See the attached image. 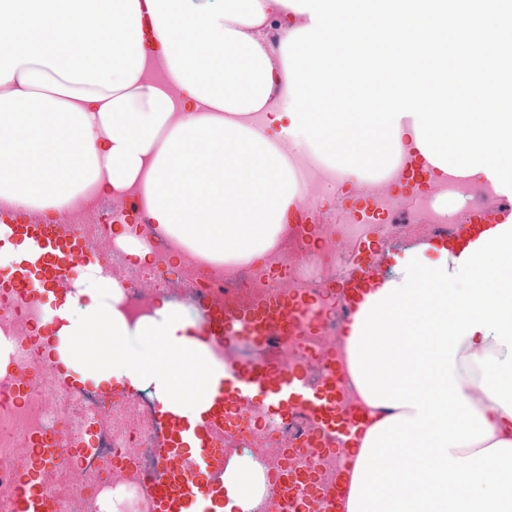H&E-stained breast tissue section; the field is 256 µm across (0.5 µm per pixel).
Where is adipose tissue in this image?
<instances>
[{
	"mask_svg": "<svg viewBox=\"0 0 512 512\" xmlns=\"http://www.w3.org/2000/svg\"><path fill=\"white\" fill-rule=\"evenodd\" d=\"M310 24L281 0H0V286L25 288L29 333L67 380L151 390L184 426L207 414L225 370L195 315L158 296L128 322L98 259L46 285L42 244L14 226L131 199L172 265L267 269L301 221L312 149L286 132L281 46ZM106 236L154 264L141 225ZM387 264L340 338L355 414L339 512H512V215ZM397 450L409 465L380 468ZM262 482L230 465L225 512H250Z\"/></svg>",
	"mask_w": 512,
	"mask_h": 512,
	"instance_id": "ef3b65f1",
	"label": "adipose tissue"
}]
</instances>
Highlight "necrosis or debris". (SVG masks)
Returning <instances> with one entry per match:
<instances>
[{
	"mask_svg": "<svg viewBox=\"0 0 512 512\" xmlns=\"http://www.w3.org/2000/svg\"><path fill=\"white\" fill-rule=\"evenodd\" d=\"M440 188L447 195L465 197L473 214L490 203L504 211L512 210V199L495 194L484 183L451 175ZM368 193L370 215L339 211L340 239L361 241L382 230L387 241H399L411 222L412 208L428 209L430 205L428 196H418L410 206L386 188L374 185L369 186ZM371 215L376 218L372 224L367 221ZM322 254L311 240L308 227L297 224L289 228L267 271L240 266L211 274L198 269L188 278L176 270L150 291L143 286L150 280V273L128 268L120 255H113L105 268L121 280L122 304L131 312L142 311L155 293L192 307L215 298L228 316L263 310L290 295L309 296L303 317L288 323L271 321L263 350H255L251 339L243 336L228 346L213 345L212 353L224 363L302 370L304 382L311 389L319 388L333 373L348 397L353 390L342 364L323 357L325 346L339 341L345 298L339 290L336 266H323ZM37 318V312L19 302L11 291H0V336L13 349V370L0 376V459L12 460L13 465L0 470V489L13 488L26 476L30 448L41 447L46 439L55 443L60 418L55 408L42 402L41 394L47 391L58 405L76 407L83 422L81 434L74 437L71 447L55 444L53 449L58 461L78 465L82 473L80 484L53 494V512H104V496L120 483L126 486L133 512H154L147 480L163 467L165 432L145 421L140 410L119 401L106 411L112 417L111 424H98V417L106 412L95 392L61 386L30 343L23 324ZM31 370L37 372L40 386L28 393L20 392L17 378ZM220 442L224 450L213 463L215 472H223L226 449L231 446L246 452L252 473L267 477L265 491L252 512H321L326 491L335 485L344 465L343 456L335 450L334 429L300 409L282 413L252 405L238 414L225 410Z\"/></svg>",
	"mask_w": 512,
	"mask_h": 512,
	"instance_id": "obj_1",
	"label": "necrosis or debris"
}]
</instances>
